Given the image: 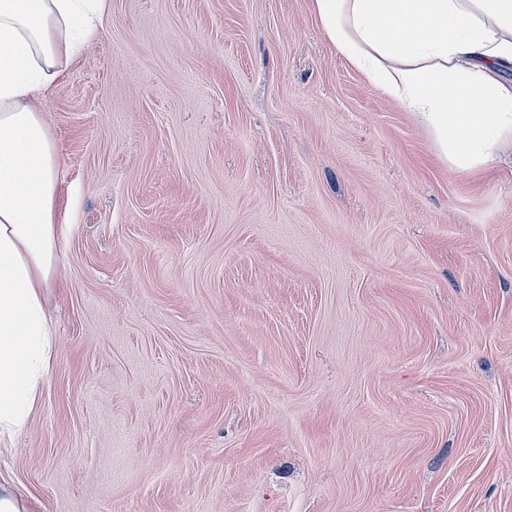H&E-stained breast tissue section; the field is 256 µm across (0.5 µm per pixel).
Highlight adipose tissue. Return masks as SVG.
<instances>
[{
	"instance_id": "1",
	"label": "adipose tissue",
	"mask_w": 512,
	"mask_h": 512,
	"mask_svg": "<svg viewBox=\"0 0 512 512\" xmlns=\"http://www.w3.org/2000/svg\"><path fill=\"white\" fill-rule=\"evenodd\" d=\"M331 46L454 170L512 154V0H310ZM107 0H0V447L41 402L55 328L58 156L38 98L97 36Z\"/></svg>"
}]
</instances>
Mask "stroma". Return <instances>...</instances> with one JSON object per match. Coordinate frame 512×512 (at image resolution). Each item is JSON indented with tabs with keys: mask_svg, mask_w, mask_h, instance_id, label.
Segmentation results:
<instances>
[{
	"mask_svg": "<svg viewBox=\"0 0 512 512\" xmlns=\"http://www.w3.org/2000/svg\"><path fill=\"white\" fill-rule=\"evenodd\" d=\"M29 512H512V164L449 171L310 0H108L38 103Z\"/></svg>",
	"mask_w": 512,
	"mask_h": 512,
	"instance_id": "obj_1",
	"label": "stroma"
}]
</instances>
